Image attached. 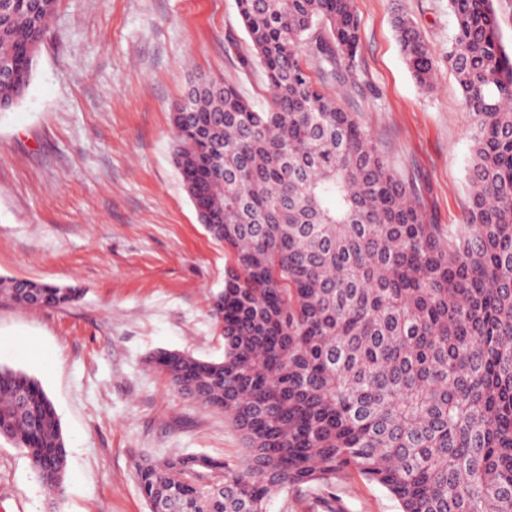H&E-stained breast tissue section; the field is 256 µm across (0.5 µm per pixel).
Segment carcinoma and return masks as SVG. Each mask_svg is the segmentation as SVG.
Wrapping results in <instances>:
<instances>
[{
	"label": "carcinoma",
	"mask_w": 512,
	"mask_h": 512,
	"mask_svg": "<svg viewBox=\"0 0 512 512\" xmlns=\"http://www.w3.org/2000/svg\"><path fill=\"white\" fill-rule=\"evenodd\" d=\"M57 0H0V112L25 95ZM448 64L472 117L463 224H432L367 129L304 58L347 85L354 0H237L267 78L256 109L226 81L190 82L173 157L206 231L232 256L211 315L224 357L162 350L147 363L219 410L246 445L135 461L149 512H267L290 487L348 474L400 512H512V53L493 0H448ZM405 62L429 90L436 58L408 20ZM0 278L31 308L80 289ZM0 436L29 459L56 512L66 441L38 380L0 365Z\"/></svg>",
	"instance_id": "1"
}]
</instances>
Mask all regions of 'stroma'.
<instances>
[{"label":"stroma","mask_w":512,"mask_h":512,"mask_svg":"<svg viewBox=\"0 0 512 512\" xmlns=\"http://www.w3.org/2000/svg\"><path fill=\"white\" fill-rule=\"evenodd\" d=\"M358 83L337 89L429 219L468 208L471 116L448 65V0H355ZM413 22L433 49L432 89L412 78L396 39ZM236 0H59L30 86L0 112V277L82 288L75 303L29 309L0 297V365L37 378L67 446L60 512H148L139 457L205 454L240 463V432L148 367L154 351L224 356L210 316L224 246L200 224L173 162V105L197 76L269 99ZM333 505H326L327 493ZM29 460L0 437V512H48ZM267 512H399L357 477L333 490L272 495Z\"/></svg>","instance_id":"stroma-1"}]
</instances>
